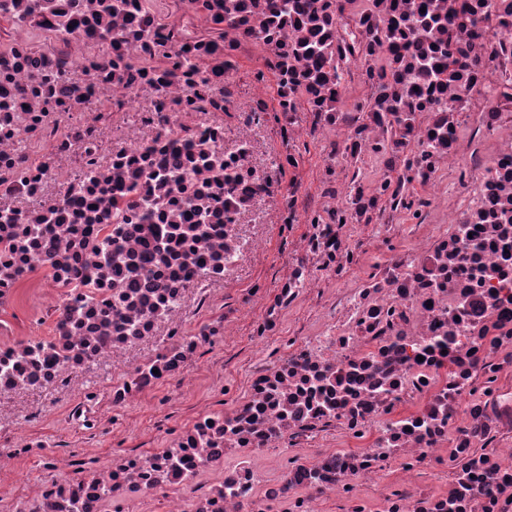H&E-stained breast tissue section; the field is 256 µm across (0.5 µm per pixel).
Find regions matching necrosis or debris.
Returning a JSON list of instances; mask_svg holds the SVG:
<instances>
[{
  "mask_svg": "<svg viewBox=\"0 0 512 512\" xmlns=\"http://www.w3.org/2000/svg\"><path fill=\"white\" fill-rule=\"evenodd\" d=\"M271 224L274 291L222 307ZM247 320L234 387L198 353ZM150 402L162 447L98 456L101 405ZM31 457L0 512H512V0H0V469ZM289 249L288 233H283L277 224L268 225L267 255L261 271V281L266 288L273 289L270 287L280 265L288 259ZM57 412V421L54 419L53 415L50 417L31 419L24 424V430L27 433H32L44 438L49 444L66 454H73L80 451L82 448L74 447L79 441L80 433L65 425L61 420L65 412L64 406H59ZM49 477V472L44 469L40 462L30 461L19 473L8 468L0 469V487L4 485H26L31 487L39 485Z\"/></svg>",
  "mask_w": 512,
  "mask_h": 512,
  "instance_id": "4bbe7bcc",
  "label": "necrosis or debris"
}]
</instances>
